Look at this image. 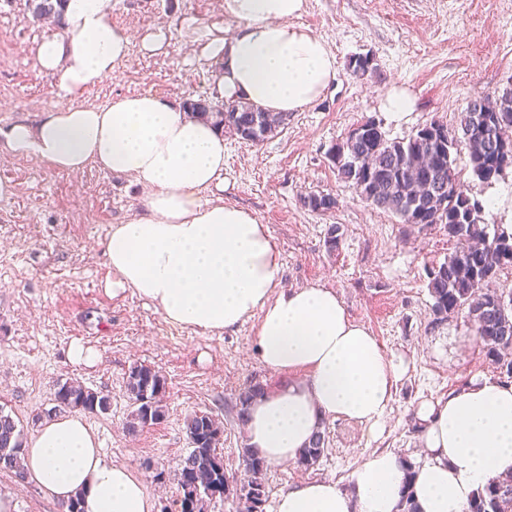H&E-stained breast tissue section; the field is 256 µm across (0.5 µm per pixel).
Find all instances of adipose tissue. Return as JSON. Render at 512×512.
<instances>
[{
  "mask_svg": "<svg viewBox=\"0 0 512 512\" xmlns=\"http://www.w3.org/2000/svg\"><path fill=\"white\" fill-rule=\"evenodd\" d=\"M305 6L224 0L238 26L208 48L220 61L221 96L287 114L322 95L336 78V57L321 37L295 25ZM62 27L35 51L39 68L58 75L62 95L101 82L128 53L130 35L113 24L105 0H67ZM7 142L56 169L75 173L92 163L146 190V215L113 225L105 243L113 292L134 290L168 322L204 333L260 315L261 361L283 381L245 413L246 440L259 457L295 461L339 418L382 433L403 360L383 352L335 290L282 288L278 251L251 211L202 201L201 192L227 188L224 137L210 123L142 93L49 112L37 126H12ZM414 417L425 459L413 469L395 451H376L355 469L349 489L326 479L290 484L272 512H398L407 484L421 512H468L490 480L512 473V382L472 378ZM24 465L55 500L81 496L83 512L154 510L143 476L105 458L83 415L46 421L29 439Z\"/></svg>",
  "mask_w": 512,
  "mask_h": 512,
  "instance_id": "ef3b65f1",
  "label": "adipose tissue"
}]
</instances>
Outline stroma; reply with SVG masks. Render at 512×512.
Returning <instances> with one entry per match:
<instances>
[{
	"label": "stroma",
	"instance_id": "1",
	"mask_svg": "<svg viewBox=\"0 0 512 512\" xmlns=\"http://www.w3.org/2000/svg\"><path fill=\"white\" fill-rule=\"evenodd\" d=\"M113 24L131 35L126 58L81 95L59 94L57 77L39 71L35 49L48 30L33 19L27 0H0V129L37 124L49 111L106 106L121 95L150 92L171 102L216 99L219 63L201 48L231 34L236 23L222 0H106ZM299 25L321 36L335 54L337 76L304 111L288 115L281 133L255 145L224 139L225 191H207L252 211L279 251L281 285L321 283L335 288L352 319L386 353L403 357L385 419L373 437L368 426L344 419L324 427V452L311 468L268 465L267 499L300 480L331 479L350 485L353 470L371 453L396 451L421 459V429L413 415L423 402L447 397L471 377L499 379L465 313L436 320L426 266L454 250L441 226H410L369 205L341 182L328 158L332 146L372 119L388 138L406 139L437 120L455 124L468 101L512 88V0H306ZM164 29L163 50H142L144 34ZM368 54L363 76L348 68ZM405 88L414 110L407 123H386V92ZM466 151L457 169L470 196L482 201L488 224L512 231V168L486 183L473 176ZM0 405L16 415L25 436L47 421L59 382L73 379L108 395L107 412L88 415L112 463L142 471L155 506L180 512L177 473L190 444L186 418L208 412L224 424L219 450L227 475L243 478V425L239 392L258 382L275 388L280 377L258 355V318L232 331L204 334L168 323L155 307L128 290L113 294L103 244L112 225L140 216L145 190L129 177L90 164L79 173L54 169L0 146ZM329 193L335 209L314 212L304 196ZM342 227L338 250L324 245L329 225ZM80 341L101 355L91 368L69 358ZM145 364L166 382V416L129 435L127 391L131 366ZM166 474L157 483L145 463ZM0 493L15 512H61L34 482L0 472Z\"/></svg>",
	"mask_w": 512,
	"mask_h": 512
}]
</instances>
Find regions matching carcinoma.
<instances>
[{
  "label": "carcinoma",
  "instance_id": "cac0c4a2",
  "mask_svg": "<svg viewBox=\"0 0 512 512\" xmlns=\"http://www.w3.org/2000/svg\"><path fill=\"white\" fill-rule=\"evenodd\" d=\"M28 2L33 17L40 19L61 17L66 0ZM183 106L191 117L210 121L254 144L277 134L288 120L286 115L266 112L241 98L219 103L189 97ZM488 125L498 131L496 140L512 146V89L494 98L468 102L454 126L432 121L407 140H390L382 130L367 139L349 136L336 144L331 162L343 183L366 202L395 214L402 223L442 225L455 249L447 260L427 269L432 311L438 320L467 311L487 355L512 372V303L503 305V292L490 287L503 270L512 268V233H489L482 217L484 207L467 193L453 158L463 144L475 177L483 182L499 177L501 171L489 166L494 148L484 132ZM304 205L326 213L336 207V199L329 193H313L304 197ZM147 388L152 399L142 405L139 400ZM127 390L133 405L126 422L128 433L135 434L164 419L166 384L155 370L134 365L128 372ZM263 393L259 383L239 393V418H244L249 402ZM54 400L60 411L94 413L109 409L105 396L79 381L57 383ZM186 433L191 450L179 471L180 508L181 512H204L209 497L194 493L192 485L203 477L208 486L224 487V458L218 452L223 422L210 413H195L186 420ZM323 445L324 435L320 433L298 456L297 464L305 469L315 465ZM23 447V429L12 413L0 408V471H24ZM242 459L250 477L233 489L239 512H264L256 510V505L266 502L263 475L267 463L248 447L243 448ZM470 512H512V475L488 483L473 499Z\"/></svg>",
  "mask_w": 512,
  "mask_h": 512
}]
</instances>
